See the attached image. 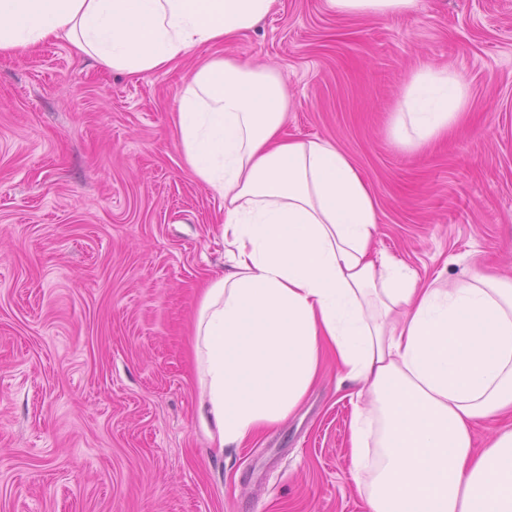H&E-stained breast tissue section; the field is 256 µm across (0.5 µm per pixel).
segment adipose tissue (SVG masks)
<instances>
[{
	"instance_id": "obj_1",
	"label": "adipose tissue",
	"mask_w": 512,
	"mask_h": 512,
	"mask_svg": "<svg viewBox=\"0 0 512 512\" xmlns=\"http://www.w3.org/2000/svg\"><path fill=\"white\" fill-rule=\"evenodd\" d=\"M416 0H325L386 17ZM276 0H0V53L67 40L131 77L253 30ZM470 88L424 64L391 133L420 148L466 112ZM275 68L212 55L184 81L175 126L192 174L223 201L224 274L202 292L194 370L218 450L286 421L326 362L352 388L350 471L365 512H512V279L472 269L419 282L374 255L378 204L351 160L283 133ZM510 418L484 448L479 423Z\"/></svg>"
}]
</instances>
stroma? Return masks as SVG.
<instances>
[{"mask_svg":"<svg viewBox=\"0 0 512 512\" xmlns=\"http://www.w3.org/2000/svg\"><path fill=\"white\" fill-rule=\"evenodd\" d=\"M224 51L277 68L288 136L351 159L377 198L374 251L424 282L512 278V0L391 18L278 0ZM213 53L137 78L63 40L0 55V512H364L334 369L245 448L218 452L201 425L190 328L224 273L221 201L173 115ZM423 62L471 99L446 139L409 150L391 114Z\"/></svg>","mask_w":512,"mask_h":512,"instance_id":"stroma-1","label":"stroma"}]
</instances>
